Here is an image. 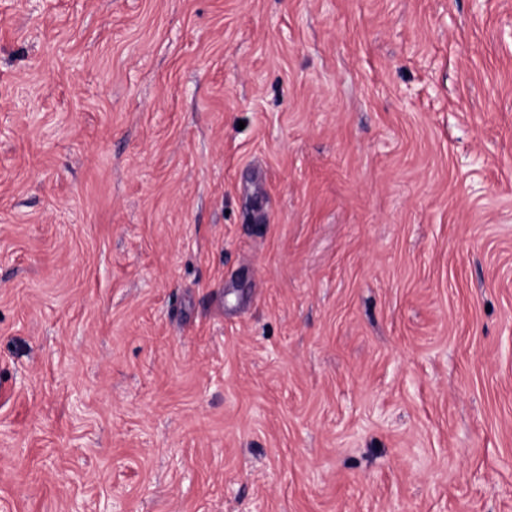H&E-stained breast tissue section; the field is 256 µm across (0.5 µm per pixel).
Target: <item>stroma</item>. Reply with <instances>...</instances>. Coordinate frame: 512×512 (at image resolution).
<instances>
[{
	"mask_svg": "<svg viewBox=\"0 0 512 512\" xmlns=\"http://www.w3.org/2000/svg\"><path fill=\"white\" fill-rule=\"evenodd\" d=\"M512 512V0H0V512Z\"/></svg>",
	"mask_w": 512,
	"mask_h": 512,
	"instance_id": "obj_1",
	"label": "stroma"
}]
</instances>
